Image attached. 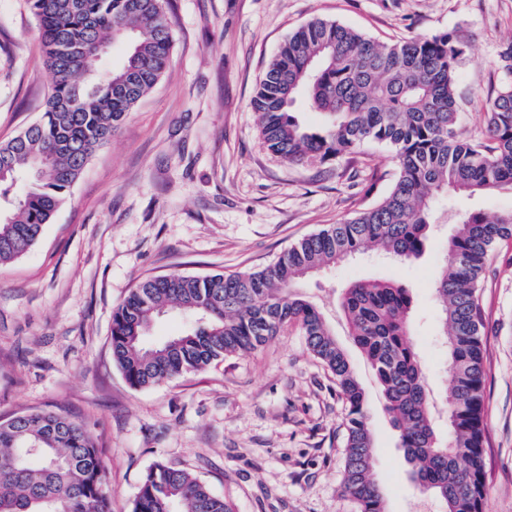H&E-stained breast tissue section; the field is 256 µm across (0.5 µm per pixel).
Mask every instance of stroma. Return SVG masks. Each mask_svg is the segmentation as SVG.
Instances as JSON below:
<instances>
[{
    "label": "stroma",
    "mask_w": 512,
    "mask_h": 512,
    "mask_svg": "<svg viewBox=\"0 0 512 512\" xmlns=\"http://www.w3.org/2000/svg\"><path fill=\"white\" fill-rule=\"evenodd\" d=\"M163 78L96 152L40 242L0 266V419L44 408L81 420L98 442L112 512H131L156 463L182 468L235 512H355L341 488L346 407L328 369L291 325L254 352L145 390L112 359V310L136 283L171 272L255 270L384 195L389 148L368 144L325 164L267 149L251 101L288 35L315 18L380 42L455 33L458 128L481 135L512 44V0H170ZM50 76L25 0H0V143L41 120ZM512 210V194L440 201L423 253L395 265L373 250L303 284L325 312L364 390L373 477L387 512H444L412 481L381 389L349 335L342 293L397 280L414 300L411 339L446 435L447 359L432 284L460 210ZM485 313V512H512V243L479 287Z\"/></svg>",
    "instance_id": "stroma-1"
}]
</instances>
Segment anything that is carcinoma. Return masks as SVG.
Listing matches in <instances>:
<instances>
[{
  "label": "carcinoma",
  "mask_w": 512,
  "mask_h": 512,
  "mask_svg": "<svg viewBox=\"0 0 512 512\" xmlns=\"http://www.w3.org/2000/svg\"><path fill=\"white\" fill-rule=\"evenodd\" d=\"M50 74L42 119L0 144V265L28 252L52 223L94 154L119 131L167 70L169 0H27ZM122 43L121 64L100 69ZM465 45L448 33L378 43L336 21L296 29L271 60L252 106L268 149L290 163H327L371 141L387 146L394 182L376 203L329 224L254 271L141 279L112 313V357L129 385L150 388L253 352L290 324L331 372L348 407L342 487L357 512H386L372 477L373 435L364 391L324 314L297 291L306 277L380 247L409 262L425 247L441 199L512 192V68L484 106L480 138L464 137L456 111ZM326 117L301 126L297 104ZM23 192L16 193L17 187ZM512 240V210H464L434 283L448 338V439L432 425L424 370L410 338L412 297L392 281H360L341 307L399 432L417 486L446 512H483L484 310L478 288L495 248ZM171 309L188 328L151 343ZM0 512H112L99 448L83 424L38 409L0 421ZM131 512H232L187 471L163 463L145 475Z\"/></svg>",
  "instance_id": "carcinoma-1"
}]
</instances>
